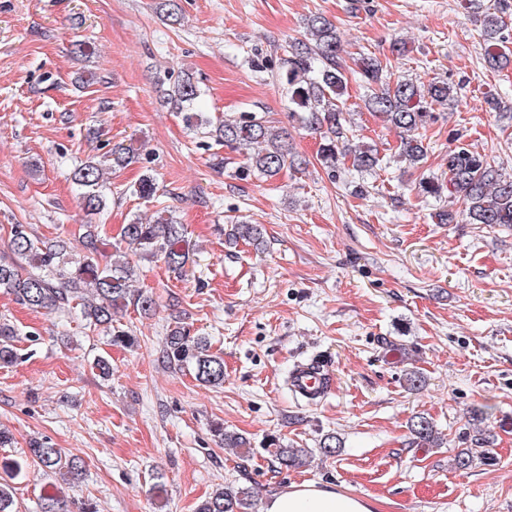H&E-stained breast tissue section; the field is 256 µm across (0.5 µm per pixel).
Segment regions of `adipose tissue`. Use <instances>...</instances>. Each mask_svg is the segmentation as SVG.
Masks as SVG:
<instances>
[{"label":"adipose tissue","instance_id":"1","mask_svg":"<svg viewBox=\"0 0 512 512\" xmlns=\"http://www.w3.org/2000/svg\"><path fill=\"white\" fill-rule=\"evenodd\" d=\"M264 512H375L356 496L310 482L291 484L270 497Z\"/></svg>","mask_w":512,"mask_h":512}]
</instances>
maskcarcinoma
Returning a JSON list of instances; mask_svg holds the SVG:
<instances>
[{"instance_id": "1", "label": "carcinoma", "mask_w": 512, "mask_h": 512, "mask_svg": "<svg viewBox=\"0 0 512 512\" xmlns=\"http://www.w3.org/2000/svg\"><path fill=\"white\" fill-rule=\"evenodd\" d=\"M512 9L503 0L499 9L483 13V39L480 44L486 63L492 69L512 64V57L504 51L507 29L504 16ZM348 66L340 56L336 27L320 14L307 20L305 39L295 42L285 51L280 61L279 80L288 103V118L300 127L319 134L321 142L318 161L336 177V169L351 161L353 170L367 173L382 162L378 149L364 145L350 147L352 129L346 126L342 97L348 82L347 73L355 74L366 89L364 106L367 111L383 118L398 130L397 157L410 166L425 159L428 144L422 130L434 121V106L446 105L453 99L446 82L419 85L410 79L392 78L393 72L379 58L360 53ZM201 96L194 78L186 75L166 90L165 99L172 108L184 113L186 129L203 135L214 144L230 151L254 145L257 152L247 157L244 173L274 178L284 170L300 168L304 161L293 152L288 132L272 124L258 112H240L213 119L197 106ZM112 169L126 167L134 158L135 150L124 142L112 146ZM71 179L80 190L83 208L99 214L106 207L107 181L102 169L90 161L76 167ZM422 194L439 197L443 190L456 195L471 224L512 225V175L506 177L482 155L457 146L448 152V180L428 178L420 183ZM121 241L125 244L123 260L112 261L101 268L89 258L73 266L69 261L71 242L57 236L41 239L26 224L10 227L6 252L0 257V292L13 297L15 302L33 312H75L86 322L87 328L107 332L113 345L132 347L137 337L132 331L113 326V317L132 306L143 314L154 310L153 297L142 290L130 288L137 277V265L129 256L156 258L174 271L182 272L190 261L187 229L167 208L155 212L147 222L136 217L122 225ZM225 243L239 242L259 247L264 243L262 227L246 220H237L224 233ZM107 244L105 225L88 224L83 245L91 256L100 253ZM17 330L0 322V363L11 364L18 358L14 346ZM166 357L178 370L190 369L195 379L208 386L224 384V359L210 351L204 336H192L182 325H173L165 338ZM485 411L474 408L469 413L474 447L457 451L456 467L467 469L479 462L489 465L494 461L489 437L481 430ZM412 443L423 447L439 446L440 437L433 420L424 415L410 419ZM213 432L226 447L253 451L245 437L224 431L216 423ZM28 452L43 470L61 475L64 480L78 484L83 479L82 462L66 455L62 449L38 440L29 441ZM266 452L286 469L305 465L308 451L304 448H284L277 444ZM253 491L249 487H221L202 501L196 512H250ZM0 512H19L14 494L6 483H0Z\"/></svg>"}]
</instances>
